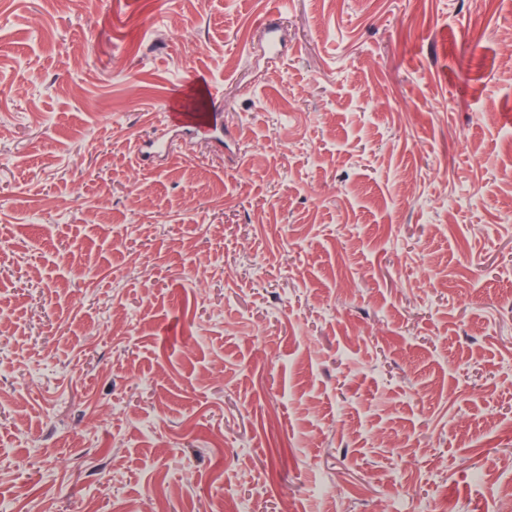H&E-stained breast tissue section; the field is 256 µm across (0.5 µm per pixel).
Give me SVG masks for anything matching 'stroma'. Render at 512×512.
<instances>
[{
	"mask_svg": "<svg viewBox=\"0 0 512 512\" xmlns=\"http://www.w3.org/2000/svg\"><path fill=\"white\" fill-rule=\"evenodd\" d=\"M509 486L512 0H0L1 506ZM164 121L169 122H184L191 125L196 134H201L204 138L217 139V133L223 131L222 122L220 116L217 113H194V114H183V113H164Z\"/></svg>",
	"mask_w": 512,
	"mask_h": 512,
	"instance_id": "obj_1",
	"label": "stroma"
}]
</instances>
